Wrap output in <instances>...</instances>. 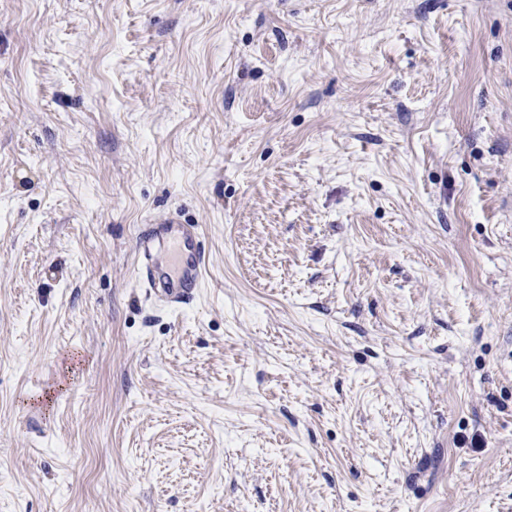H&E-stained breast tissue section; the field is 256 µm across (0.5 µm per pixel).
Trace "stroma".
<instances>
[{
    "instance_id": "1",
    "label": "stroma",
    "mask_w": 512,
    "mask_h": 512,
    "mask_svg": "<svg viewBox=\"0 0 512 512\" xmlns=\"http://www.w3.org/2000/svg\"><path fill=\"white\" fill-rule=\"evenodd\" d=\"M0 512H512V0H0ZM200 226L170 212L149 224L137 239L141 268L150 294L172 304H186L202 288L204 266L198 252Z\"/></svg>"
}]
</instances>
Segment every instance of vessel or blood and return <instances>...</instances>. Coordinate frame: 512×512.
I'll list each match as a JSON object with an SVG mask.
<instances>
[{
	"label": "vessel or blood",
	"mask_w": 512,
	"mask_h": 512,
	"mask_svg": "<svg viewBox=\"0 0 512 512\" xmlns=\"http://www.w3.org/2000/svg\"><path fill=\"white\" fill-rule=\"evenodd\" d=\"M200 227L179 212L156 219L137 239L141 268L151 293L173 305L188 303L202 287L204 266L198 252Z\"/></svg>",
	"instance_id": "1"
}]
</instances>
